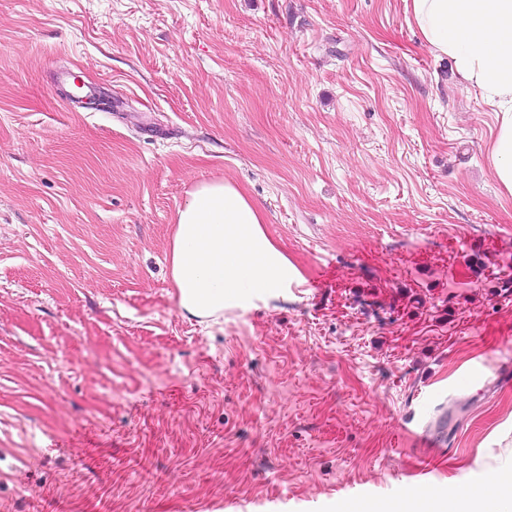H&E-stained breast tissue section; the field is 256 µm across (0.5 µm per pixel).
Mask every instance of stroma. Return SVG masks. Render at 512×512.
Listing matches in <instances>:
<instances>
[{"mask_svg": "<svg viewBox=\"0 0 512 512\" xmlns=\"http://www.w3.org/2000/svg\"><path fill=\"white\" fill-rule=\"evenodd\" d=\"M495 123L404 0H0V512H397L401 416L438 483L512 448ZM220 179L300 278L202 323L170 243Z\"/></svg>", "mask_w": 512, "mask_h": 512, "instance_id": "1", "label": "stroma"}]
</instances>
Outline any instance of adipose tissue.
<instances>
[{
	"label": "adipose tissue",
	"instance_id": "1",
	"mask_svg": "<svg viewBox=\"0 0 512 512\" xmlns=\"http://www.w3.org/2000/svg\"><path fill=\"white\" fill-rule=\"evenodd\" d=\"M416 30L437 56L495 107L490 162L512 193V0H406ZM257 205L228 180L198 184L178 208L170 274L181 310L201 321L224 315L242 289L263 296L299 276L264 231ZM512 501V456H496L450 494L415 492L403 512H505Z\"/></svg>",
	"mask_w": 512,
	"mask_h": 512
}]
</instances>
